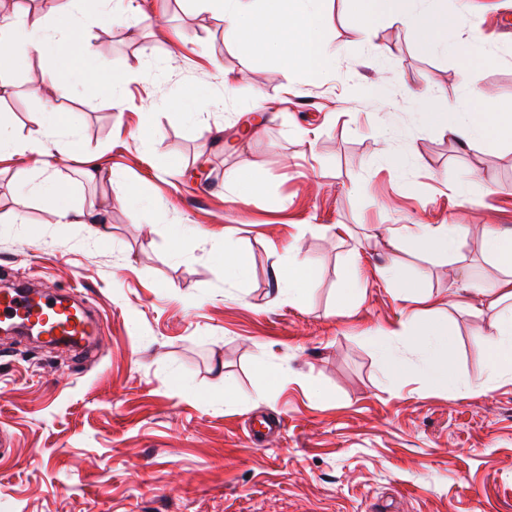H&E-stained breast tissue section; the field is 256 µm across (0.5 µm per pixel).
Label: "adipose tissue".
I'll return each mask as SVG.
<instances>
[{
  "label": "adipose tissue",
  "mask_w": 512,
  "mask_h": 512,
  "mask_svg": "<svg viewBox=\"0 0 512 512\" xmlns=\"http://www.w3.org/2000/svg\"><path fill=\"white\" fill-rule=\"evenodd\" d=\"M217 22L240 27L242 20L251 26L242 35L247 44H272L287 47L288 59L315 71L325 70L331 54L321 39L325 22L326 0H262L261 11H254V0H204ZM401 0H350L351 14L358 29H366L375 15L387 13L414 30L423 48L437 46L448 30V14L440 9L401 8ZM45 14L16 11L12 21L0 23V95L8 84L5 73L32 55L44 56L57 46H64L70 59L91 55L92 46L84 35L81 20L70 16L66 26L49 30L46 13L55 12V0H45ZM487 100L484 92L471 90L465 109L454 115L435 111L429 97H422L426 121L448 128L466 147L478 150L492 145L503 135L512 132V113L503 110H483ZM64 117L55 110H45L42 121L26 138H16L8 124H0V154L26 155L34 169H44L49 152L67 154L69 143L55 138V131L66 127ZM33 190L51 203L58 220L63 224H86L97 239L105 233L97 224L91 210L74 209L66 189L52 180L34 185ZM462 227L458 224H406L391 233L388 243L394 249L412 248L425 253L456 257L460 249ZM481 239L484 252L500 272L490 286L462 282L455 293L464 308H478L489 313L491 321L488 338V365L498 380L512 384V229L496 224L483 225ZM399 333H412L415 345L424 355L423 378L432 385L445 386L455 382V359L451 348V329L440 321L421 322Z\"/></svg>",
  "instance_id": "ef3b65f1"
}]
</instances>
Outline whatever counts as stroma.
Listing matches in <instances>:
<instances>
[{
  "instance_id": "1",
  "label": "stroma",
  "mask_w": 512,
  "mask_h": 512,
  "mask_svg": "<svg viewBox=\"0 0 512 512\" xmlns=\"http://www.w3.org/2000/svg\"><path fill=\"white\" fill-rule=\"evenodd\" d=\"M441 5L448 30L426 51L400 22L378 16L362 32L348 0H328L336 56L315 73L246 48L198 0H133L125 13L86 11L90 59L58 51L17 68L0 122L26 137L50 101L76 133L41 173L0 158V213L26 218L0 223V283L76 290L98 332L80 364L0 335V432L12 440L0 512H512V385L487 372L488 315L452 304L458 277L498 273L473 233L462 265L386 241L396 224L512 228V134L464 148L424 121L418 99L449 113L475 88L512 108V0ZM474 45L496 64L467 57ZM46 67L71 96L31 90ZM90 69L103 79L93 96ZM221 70L240 76L235 91ZM29 176L107 209L109 238L57 223L23 195ZM227 240L250 258L244 279L225 278L215 257ZM295 245L314 275L291 298L276 273ZM391 254L448 318L454 384L426 383L407 336L390 339L399 371L382 368L376 340L431 305L400 300L382 278ZM355 266L361 299L337 314ZM220 375L234 398L213 391ZM270 419L279 431L249 443Z\"/></svg>"
}]
</instances>
